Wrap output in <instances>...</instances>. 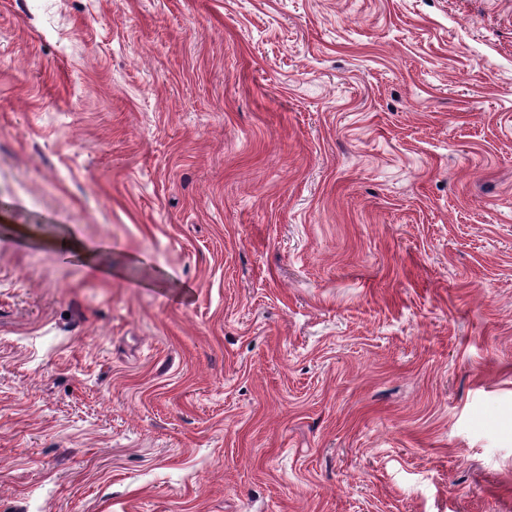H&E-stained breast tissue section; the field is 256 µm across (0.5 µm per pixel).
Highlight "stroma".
<instances>
[{
	"label": "stroma",
	"instance_id": "obj_1",
	"mask_svg": "<svg viewBox=\"0 0 512 512\" xmlns=\"http://www.w3.org/2000/svg\"><path fill=\"white\" fill-rule=\"evenodd\" d=\"M0 512H512V0H0ZM56 247L63 252L77 256L92 275L111 274L112 270H105L97 264V254L103 249L100 246L84 242L73 235L56 241Z\"/></svg>",
	"mask_w": 512,
	"mask_h": 512
}]
</instances>
